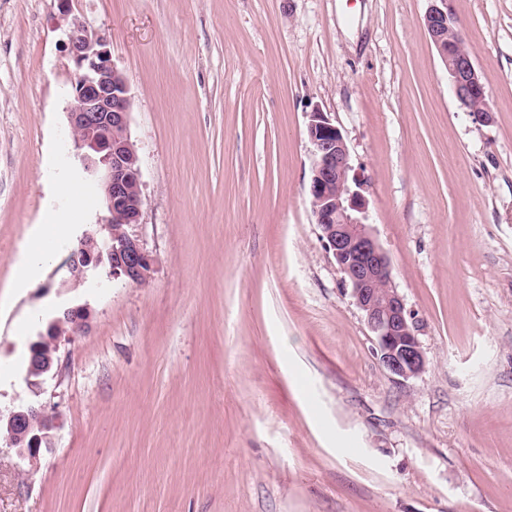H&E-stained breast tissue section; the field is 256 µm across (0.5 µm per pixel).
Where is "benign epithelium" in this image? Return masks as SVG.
<instances>
[{
  "instance_id": "obj_1",
  "label": "benign epithelium",
  "mask_w": 512,
  "mask_h": 512,
  "mask_svg": "<svg viewBox=\"0 0 512 512\" xmlns=\"http://www.w3.org/2000/svg\"><path fill=\"white\" fill-rule=\"evenodd\" d=\"M70 3L58 0L57 28L66 36L64 44L75 65L67 113L72 153L78 172L101 187L103 214L97 217L95 229L78 239L79 259L64 267L68 281L78 283L87 266L106 260L107 278L138 285L151 278L156 258L133 231L120 235L111 229L113 223L138 224L141 216V169L128 135L130 89L112 63L106 33L87 27L73 14ZM425 29L447 67L456 98L475 121L485 122L491 112L488 93L471 49L448 15L447 0H431ZM307 132L313 147L309 200L321 237L364 316L384 368L396 380L418 377L426 371L427 360L411 313L393 284L390 259L373 234L347 141L327 113L318 109L309 115ZM90 317L85 306L65 308L48 323L46 332L38 334L31 343L34 367L25 374L29 387L40 388L62 368L56 323H68L73 336L89 329ZM0 427L5 428L0 442L34 463L41 447L49 443L56 418L35 402L0 412Z\"/></svg>"
}]
</instances>
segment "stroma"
I'll list each match as a JSON object with an SVG mask.
<instances>
[{"label": "stroma", "instance_id": "obj_1", "mask_svg": "<svg viewBox=\"0 0 512 512\" xmlns=\"http://www.w3.org/2000/svg\"><path fill=\"white\" fill-rule=\"evenodd\" d=\"M489 97L475 123L429 0H73L131 94L137 286L15 262L101 209L74 168L57 0H0V406L57 417L37 464L0 446V512H512V0H447ZM344 134L427 359L398 382L327 252L313 109ZM83 198L73 209L69 192ZM35 390L29 344L61 308ZM90 311L86 306L70 307L63 309L57 317L51 320L46 328V333L40 332L37 339L31 343L32 356H35L34 365H31L25 374V380L30 388H40L42 382L48 376H58L62 368L59 352V337L58 336H47L49 331L54 334H58V328L55 324L60 322H67L71 330L68 333L69 336L86 332L90 327ZM46 342L51 345V348L46 351L43 347V343ZM34 367L39 374V378L32 380V372Z\"/></svg>", "mask_w": 512, "mask_h": 512}]
</instances>
